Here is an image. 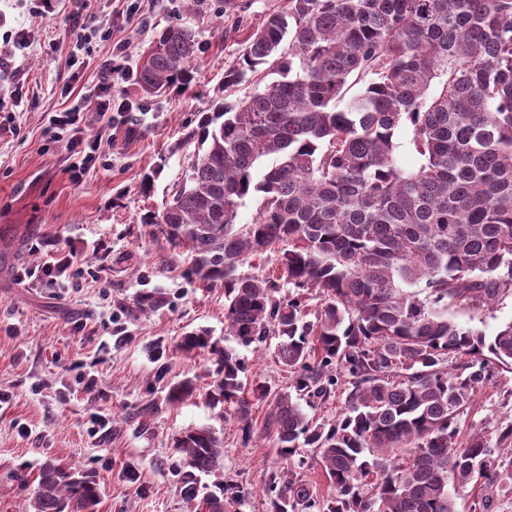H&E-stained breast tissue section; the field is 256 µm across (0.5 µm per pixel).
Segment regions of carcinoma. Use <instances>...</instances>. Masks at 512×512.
<instances>
[{
  "mask_svg": "<svg viewBox=\"0 0 512 512\" xmlns=\"http://www.w3.org/2000/svg\"><path fill=\"white\" fill-rule=\"evenodd\" d=\"M198 47L186 27L159 33L141 57L143 94L187 84ZM261 65L278 78L219 106V125L202 120L206 148L144 223L186 249L191 277L224 287L235 345L202 330L183 347L208 349V401L234 410L243 431L241 347L278 336L297 395L311 400L351 379L328 428L290 393L255 387L272 399L265 429L277 447L316 449L334 490L322 503L290 475L273 482L270 512H457L452 486L512 488L487 439L459 442L456 421L490 361L512 366V322L488 337L448 316L451 304H491L512 288V0H287L224 82ZM403 128L421 160L412 171L398 164ZM248 199L256 216L239 224ZM268 251L280 277L238 273ZM281 281L316 290L314 319L300 298L275 296ZM452 356L466 361L450 369ZM175 449L186 501L224 512L197 481L224 457V438L192 427ZM33 496V512H84L96 493L49 465Z\"/></svg>",
  "mask_w": 512,
  "mask_h": 512,
  "instance_id": "1",
  "label": "carcinoma"
}]
</instances>
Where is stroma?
I'll list each match as a JSON object with an SVG mask.
<instances>
[{
	"label": "stroma",
	"instance_id": "stroma-1",
	"mask_svg": "<svg viewBox=\"0 0 512 512\" xmlns=\"http://www.w3.org/2000/svg\"><path fill=\"white\" fill-rule=\"evenodd\" d=\"M286 0H89L97 32L73 37L71 0H0V512H30L42 469L73 466L98 497L87 512H190L181 493L177 436L208 425L224 436V460L199 475L210 492L231 489L239 501L224 512H266L272 475H294L314 498L333 489L316 449L285 457L264 428L268 400L251 397L253 431L206 398L209 354L186 352L184 336L207 331L224 340V290L186 272L183 255L152 234L143 217L160 211L180 188L202 146L198 123L216 105L237 102L274 81L267 66L226 86L249 36ZM196 31L200 48L189 85L143 98L137 84L143 52L167 26ZM114 74L113 103L129 111L106 118L84 110L89 132H102L94 167L73 177L67 136L45 133V116L95 92L103 62ZM71 265L51 288L22 279L45 253ZM160 292L165 303L141 310L139 298ZM456 321L495 334L512 322V290L490 305L452 308ZM276 339L247 356L249 386L291 391ZM193 378L192 397L173 402L171 387ZM95 380L98 395L84 389ZM106 417L92 432L90 418ZM462 434L496 441L512 425V368L492 365L458 418Z\"/></svg>",
	"mask_w": 512,
	"mask_h": 512
}]
</instances>
